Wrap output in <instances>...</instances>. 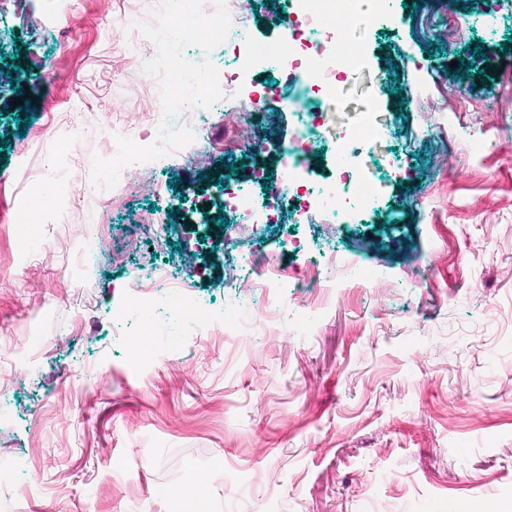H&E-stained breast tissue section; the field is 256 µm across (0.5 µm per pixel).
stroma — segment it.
I'll list each match as a JSON object with an SVG mask.
<instances>
[{
    "mask_svg": "<svg viewBox=\"0 0 512 512\" xmlns=\"http://www.w3.org/2000/svg\"><path fill=\"white\" fill-rule=\"evenodd\" d=\"M249 42L276 47L288 0H250ZM19 0L0 13V181L23 206L45 188L48 248L28 259L0 224V512H512V0H393L358 34L367 56L340 110L355 122L377 98L386 126L365 146L375 208L259 225L221 246L273 257L264 285L215 267L192 282L212 331L174 326L160 295L130 304L125 281L165 267L182 279L204 257L209 201L249 182L281 188L278 147L296 113L257 70L215 115L205 147L130 169L119 208L94 195L67 224L84 172L62 155L71 112H145L159 96L141 57L107 37L122 0ZM81 25H73V17ZM30 118L27 128L18 122ZM24 132L25 154L5 144ZM109 222L138 228L140 251L66 273L69 248ZM338 252L376 279L324 278L315 295L286 287L316 256ZM147 336L133 350L134 322ZM208 493L176 499L193 477Z\"/></svg>",
    "mask_w": 512,
    "mask_h": 512,
    "instance_id": "1",
    "label": "stroma"
}]
</instances>
